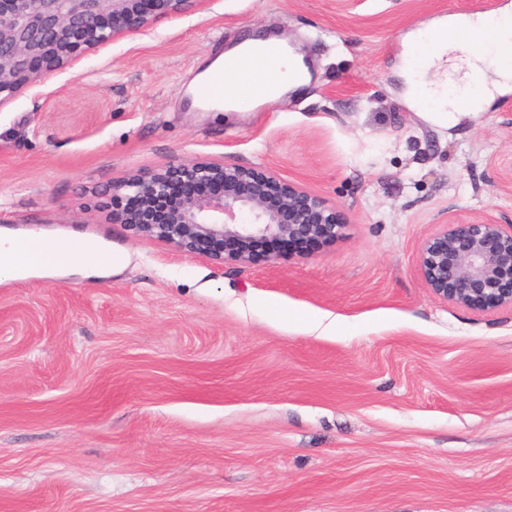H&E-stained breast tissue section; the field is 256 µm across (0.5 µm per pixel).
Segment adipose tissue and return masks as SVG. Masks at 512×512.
<instances>
[{"mask_svg": "<svg viewBox=\"0 0 512 512\" xmlns=\"http://www.w3.org/2000/svg\"><path fill=\"white\" fill-rule=\"evenodd\" d=\"M270 42L266 35L245 38L215 57L199 73L202 81L215 74L222 77V97L211 104V111H243L239 97L248 91L258 92L259 103H272L307 83L303 55L292 49L278 60L268 61L260 49ZM449 55L454 58L451 75L438 81L429 79V70L440 67ZM240 58L246 61L244 71L238 75L226 72V65ZM488 67L495 74L491 85L475 87L463 100L453 96L454 72L464 71L471 78L483 74ZM403 75L407 95L440 120H447L449 113L463 109H481L492 91L504 92L512 87V20L485 13L453 16L428 25L409 38ZM69 238L75 243L74 249L60 254L50 249L53 237L36 233L22 237L8 229L0 231V280L23 279L39 271L78 274L87 279L111 272V263L100 259V240L74 231Z\"/></svg>", "mask_w": 512, "mask_h": 512, "instance_id": "ef3b65f1", "label": "adipose tissue"}]
</instances>
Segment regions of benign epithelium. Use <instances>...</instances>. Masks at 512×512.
<instances>
[{
    "label": "benign epithelium",
    "instance_id": "benign-epithelium-1",
    "mask_svg": "<svg viewBox=\"0 0 512 512\" xmlns=\"http://www.w3.org/2000/svg\"><path fill=\"white\" fill-rule=\"evenodd\" d=\"M198 0H0V103L80 53L147 31ZM112 223L217 261H247L265 240L330 242L336 209L275 173L222 160L175 159L109 185ZM420 271L439 297L512 307V224H452L425 244Z\"/></svg>",
    "mask_w": 512,
    "mask_h": 512
}]
</instances>
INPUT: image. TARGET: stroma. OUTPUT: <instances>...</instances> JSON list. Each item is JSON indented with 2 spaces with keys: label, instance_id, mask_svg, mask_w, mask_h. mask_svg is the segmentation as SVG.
Here are the masks:
<instances>
[{
  "label": "stroma",
  "instance_id": "stroma-1",
  "mask_svg": "<svg viewBox=\"0 0 512 512\" xmlns=\"http://www.w3.org/2000/svg\"><path fill=\"white\" fill-rule=\"evenodd\" d=\"M506 8L199 0L1 103L0 227L78 231L123 268L0 282V512H512V307L420 272L446 224L512 220V91L443 124L397 74L410 32ZM255 29L309 83L193 111L205 63ZM175 158L274 171L341 233L222 263L112 223V180Z\"/></svg>",
  "mask_w": 512,
  "mask_h": 512
}]
</instances>
